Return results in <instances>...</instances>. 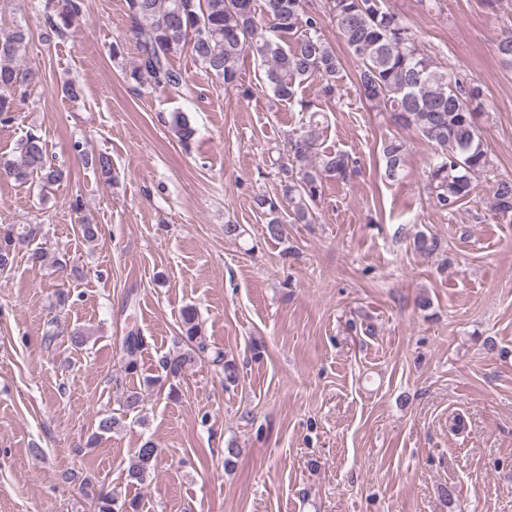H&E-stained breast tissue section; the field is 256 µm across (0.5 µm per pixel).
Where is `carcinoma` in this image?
Segmentation results:
<instances>
[{
  "mask_svg": "<svg viewBox=\"0 0 512 512\" xmlns=\"http://www.w3.org/2000/svg\"><path fill=\"white\" fill-rule=\"evenodd\" d=\"M305 0H126L128 32L138 45L139 55L131 71L138 84L178 91L186 84L173 58L189 52L203 67L232 88L238 82L240 57L252 51L265 68L266 84L274 96L289 101L308 113L307 129L288 139V162L279 171V190L274 196L254 198L257 209L267 216V232L283 236L288 217L312 223L313 206L328 179L347 181L354 173L343 152L320 154L315 129L319 124L313 102L298 97L306 81L318 84L319 94L329 99L340 96V59L324 38L323 18H328L336 37L359 62L356 83L365 100L390 113L395 125L411 129L434 150L427 172V186L434 205L454 212L477 189V178L494 179L491 210L505 224L512 223V177L496 173L477 124L484 111L483 89L443 67L422 47L418 36L385 0H323V13L307 11ZM83 0H45L43 18L49 29L63 35L82 16ZM268 33H263L264 22ZM290 40L283 46L282 41ZM29 43L27 28L16 24L0 28V124L14 120V112L31 94L38 76L22 68ZM500 62L512 67V28L496 39ZM179 140L189 145L195 129L181 113L172 117ZM384 178L397 180L405 167L406 144L390 137L382 144ZM108 181L115 179L106 153L88 158ZM0 176L24 185L39 180L44 187L68 180L70 171L47 159L43 136L29 132L19 143V156L0 160ZM38 229L16 230L0 225V273L11 271L18 255L33 265L47 260L43 248L34 245ZM182 347L164 356L160 363L165 377L179 378L196 359L209 350L200 334L192 308L182 311ZM145 346L135 329L124 337V369L138 373L136 353ZM123 426V416L112 414L99 420L96 441ZM157 448L146 441L127 467L126 478L141 484L149 477ZM94 512H139V503L120 500L100 491L92 497Z\"/></svg>",
  "mask_w": 512,
  "mask_h": 512,
  "instance_id": "obj_1",
  "label": "carcinoma"
}]
</instances>
